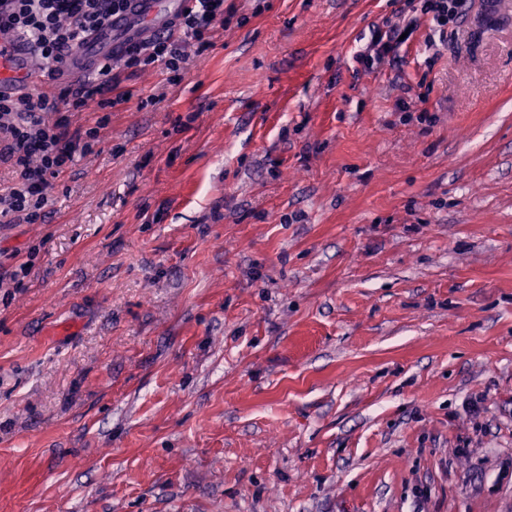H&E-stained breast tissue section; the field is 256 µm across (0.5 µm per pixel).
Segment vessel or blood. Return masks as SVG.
<instances>
[{"label":"vessel or blood","mask_w":512,"mask_h":512,"mask_svg":"<svg viewBox=\"0 0 512 512\" xmlns=\"http://www.w3.org/2000/svg\"><path fill=\"white\" fill-rule=\"evenodd\" d=\"M192 0H130L125 12L110 26L90 35L67 58L71 77L94 72L111 61L124 43L144 42L171 32L173 20L187 11ZM42 67L30 45L16 36L0 35V95L16 88H36Z\"/></svg>","instance_id":"vessel-or-blood-1"}]
</instances>
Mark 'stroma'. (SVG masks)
Returning a JSON list of instances; mask_svg holds the SVG:
<instances>
[{"instance_id":"stroma-1","label":"stroma","mask_w":512,"mask_h":512,"mask_svg":"<svg viewBox=\"0 0 512 512\" xmlns=\"http://www.w3.org/2000/svg\"><path fill=\"white\" fill-rule=\"evenodd\" d=\"M504 2L429 51L423 0H226L180 78L115 65L0 226V512H512ZM415 30L416 25L412 20L403 26L398 24L390 25L386 30L377 27L373 31L369 45L361 55L362 59L371 65L375 61H383L394 52L396 46L406 42ZM405 32H408V35L403 40H400V36Z\"/></svg>"}]
</instances>
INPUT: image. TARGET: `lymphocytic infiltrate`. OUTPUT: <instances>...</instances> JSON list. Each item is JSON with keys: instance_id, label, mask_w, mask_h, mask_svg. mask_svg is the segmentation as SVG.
I'll use <instances>...</instances> for the list:
<instances>
[{"instance_id": "f902f5d3", "label": "lymphocytic infiltrate", "mask_w": 512, "mask_h": 512, "mask_svg": "<svg viewBox=\"0 0 512 512\" xmlns=\"http://www.w3.org/2000/svg\"><path fill=\"white\" fill-rule=\"evenodd\" d=\"M0 31L27 39L47 65L50 79L63 70L65 55L84 37L108 26L128 0H5ZM224 22V0H193L172 33L127 46L120 54L125 66L164 65L179 73L186 62L187 44L197 52L208 50L212 33ZM111 65L100 79L84 80L78 87L51 95L46 91H18L0 96V167L13 175L0 186V224H32L52 204L55 179L71 168L78 152H91L99 127L73 125L74 115L96 106L105 112L127 103L126 92L107 82Z\"/></svg>"}]
</instances>
